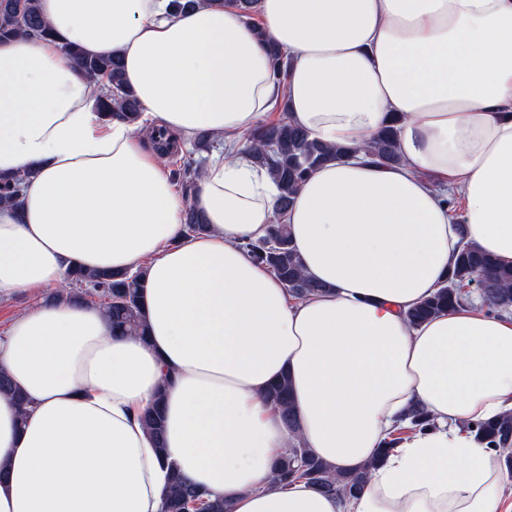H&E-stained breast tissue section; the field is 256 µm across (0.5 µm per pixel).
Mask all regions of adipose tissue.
I'll return each instance as SVG.
<instances>
[{"label": "adipose tissue", "mask_w": 512, "mask_h": 512, "mask_svg": "<svg viewBox=\"0 0 512 512\" xmlns=\"http://www.w3.org/2000/svg\"><path fill=\"white\" fill-rule=\"evenodd\" d=\"M50 38L0 43V174L34 170L0 207V301L61 287L71 265L145 269L148 339L100 307L40 300L0 336V512H161L169 468L232 512H512L502 458L462 423L512 410V312L477 302L418 326L461 241L512 266V0H257L291 57L290 121L355 151L318 168L286 218L310 280L298 300L243 249L277 189L237 141L277 97L236 0H36ZM117 55L141 125L97 114L63 52ZM398 117L401 161L363 144ZM224 141L192 196L148 132ZM461 197L458 219L446 200ZM209 233L185 235L186 205ZM288 376V426L266 399ZM163 395L165 452L141 416ZM421 406L433 429L395 448L362 493L273 480L293 437L339 471L375 457Z\"/></svg>", "instance_id": "obj_1"}]
</instances>
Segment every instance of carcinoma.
<instances>
[{"label":"carcinoma","instance_id":"obj_1","mask_svg":"<svg viewBox=\"0 0 512 512\" xmlns=\"http://www.w3.org/2000/svg\"><path fill=\"white\" fill-rule=\"evenodd\" d=\"M31 33L43 37L51 35L46 22L35 10L34 0H0V40ZM66 54L84 73L103 83L105 91L99 98L100 112L130 124L138 123L140 104L123 83L119 57H86L76 47L68 48ZM271 56L272 74L279 92L284 95L287 92L286 54L273 47ZM396 138L395 126L383 129L369 142L368 155L385 163L397 162ZM241 142L242 154L250 158L253 164L266 169L275 184L278 211V217L271 224L267 236L245 243V248L278 277L292 298L302 299L326 291L323 285L304 275L283 218L292 207L295 194L306 177L327 162L349 157L350 149L313 141L303 129L285 120L262 126L245 135ZM200 175L201 170L191 164L172 173L174 180L187 191L194 187ZM29 178L28 171L15 176H0V206L18 207L21 184ZM183 224L188 235L203 234L209 230L202 214L191 204L184 211ZM142 275L141 269L125 273H89L72 269L67 271L65 277L68 287L56 292L52 300L84 301L88 296H95L112 328L145 340L149 333L141 304ZM474 282L481 285V297L487 313L495 314L512 308V267L499 265L475 245L466 243L455 255L442 287L407 312L408 322L420 325L450 307L467 303L470 298L467 288ZM0 394L14 399L21 409L20 417H25L24 395L2 373ZM267 399L288 422V428H293L294 411L288 378L283 377L273 383L267 391ZM142 422L157 441L160 453H165L164 418L160 408L155 406L145 412ZM466 429L479 435L489 447L498 449L505 458V464L512 470V412L476 422L472 426L468 424ZM397 443L398 439H390L373 461L355 472L340 473L316 458L296 440L297 453L288 450L283 453L275 466L274 477L280 484L303 479L326 494L353 498L363 489L369 472ZM162 508L163 512H229V505L223 499L211 496L206 489L189 482L175 469L169 472Z\"/></svg>","mask_w":512,"mask_h":512}]
</instances>
